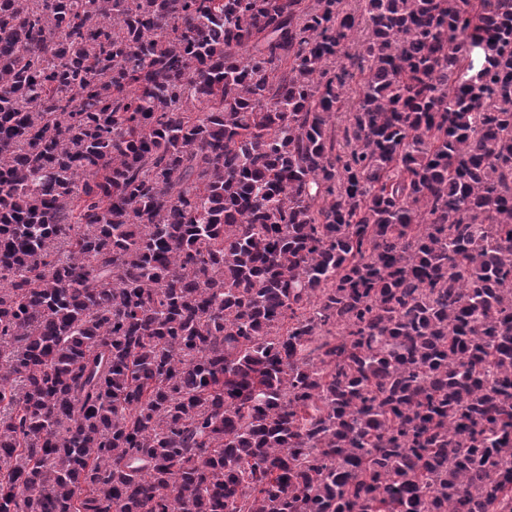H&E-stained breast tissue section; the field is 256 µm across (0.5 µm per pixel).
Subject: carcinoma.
<instances>
[{
  "mask_svg": "<svg viewBox=\"0 0 512 512\" xmlns=\"http://www.w3.org/2000/svg\"><path fill=\"white\" fill-rule=\"evenodd\" d=\"M0 512H512V0H0Z\"/></svg>",
  "mask_w": 512,
  "mask_h": 512,
  "instance_id": "1",
  "label": "carcinoma"
}]
</instances>
